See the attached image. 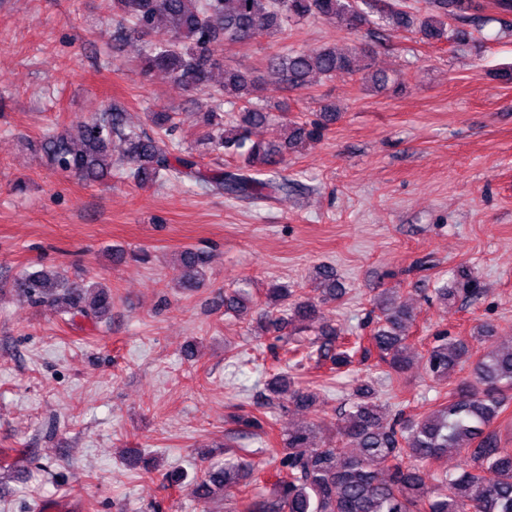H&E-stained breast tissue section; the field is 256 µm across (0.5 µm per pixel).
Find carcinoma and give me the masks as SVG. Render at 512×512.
I'll return each instance as SVG.
<instances>
[{"label":"carcinoma","mask_w":512,"mask_h":512,"mask_svg":"<svg viewBox=\"0 0 512 512\" xmlns=\"http://www.w3.org/2000/svg\"><path fill=\"white\" fill-rule=\"evenodd\" d=\"M113 10L132 27L118 24L116 38L131 34L155 37L141 51L144 75L163 71L177 84L192 91L209 89L215 72L224 74L220 90L232 96L229 101L238 117H224L212 109L200 113L208 128L207 144L214 149L244 156L243 164L231 170L201 166L193 150L178 151L169 141L174 115L165 110L151 113L155 134L126 125L124 112L115 108L46 133L39 141L45 164L60 173H74L86 182H97L112 172V142L124 145L128 164L125 178L142 184L157 179L188 181L204 191L231 198H268L287 194L298 183L277 171L285 153L307 140L323 136L336 121V107L321 110L319 120L306 124L289 121L288 138L283 145L252 139L253 129L273 120L261 104L262 79L248 70L226 67L220 58L224 44L281 34L288 27L309 18L323 20L351 33L381 32L392 27L419 34L421 39H445L458 46L470 39L467 27L482 19L480 0H426L422 13L402 4L381 0H113ZM266 70L277 76L288 92L310 87V77L333 78L338 74L359 77L362 84L386 80L371 71V52L354 46L345 52L320 47L275 53L266 61ZM186 271L182 287L198 286L207 264L205 253L186 248L179 254ZM317 279L323 295L314 300L287 285L275 284L265 293L259 321L276 332L294 336L318 327V357L330 362L329 370L339 373L348 368L358 351L375 352L393 375L405 374L412 363L408 354L406 323L411 311L398 302L393 292L384 290L371 300L367 343L338 340L336 328L324 306L342 297L336 288L333 268L321 266ZM14 288L33 305L48 307L58 316L101 322L112 310V292L101 282L71 280L57 269L26 270L14 281ZM484 292L480 280L461 269L448 282L433 289L435 298L445 304L472 301ZM250 298L238 288L224 293V312H236ZM426 371L436 383L448 380L457 370L469 368V378L460 382L450 399L437 404L429 414L416 419L401 416L384 423L378 389L372 381L355 386L348 408L341 412L344 427L341 439L357 448L315 441L313 428L306 425L288 433L284 451L275 459L276 481L270 496L248 490L241 500V512H512V448L500 447L490 424L505 411L506 391L512 389V348L494 345L475 355L462 343L441 331L423 355ZM266 404L274 397L288 396L299 407L317 401L309 387H297L286 373L268 383ZM242 430L264 443L269 442L273 423L267 415H236ZM464 453L469 460L458 473L433 471L429 466L448 453ZM249 477L248 465L232 456L212 462L204 477L190 485L191 495L207 501L224 489Z\"/></svg>","instance_id":"cac0c4a2"}]
</instances>
